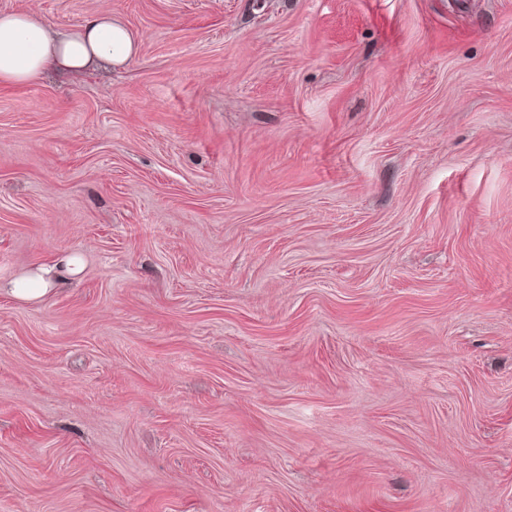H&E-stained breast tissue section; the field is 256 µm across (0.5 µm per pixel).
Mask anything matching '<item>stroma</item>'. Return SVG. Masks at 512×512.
<instances>
[{
    "mask_svg": "<svg viewBox=\"0 0 512 512\" xmlns=\"http://www.w3.org/2000/svg\"><path fill=\"white\" fill-rule=\"evenodd\" d=\"M135 61L0 87V512H512V0H0ZM81 271L80 255L61 250L51 264L30 267L1 283L0 294L24 303L42 301L60 286L76 281Z\"/></svg>",
    "mask_w": 512,
    "mask_h": 512,
    "instance_id": "stroma-1",
    "label": "stroma"
}]
</instances>
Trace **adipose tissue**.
Here are the masks:
<instances>
[{
	"label": "adipose tissue",
	"mask_w": 512,
	"mask_h": 512,
	"mask_svg": "<svg viewBox=\"0 0 512 512\" xmlns=\"http://www.w3.org/2000/svg\"><path fill=\"white\" fill-rule=\"evenodd\" d=\"M137 46L132 34L111 14L87 17L71 30H58L38 13H0V84L30 85L50 72L83 73L95 62L122 66L133 61ZM81 258L59 251L51 264L28 268L0 284V294L33 303L77 280Z\"/></svg>",
	"instance_id": "1"
}]
</instances>
